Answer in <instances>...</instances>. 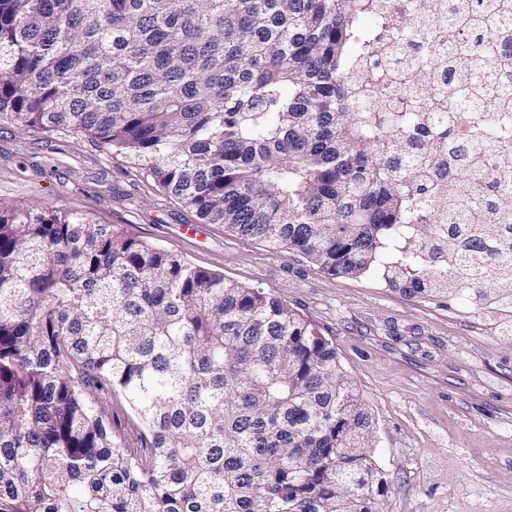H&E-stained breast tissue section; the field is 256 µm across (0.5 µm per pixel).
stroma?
Returning <instances> with one entry per match:
<instances>
[{
  "mask_svg": "<svg viewBox=\"0 0 512 512\" xmlns=\"http://www.w3.org/2000/svg\"><path fill=\"white\" fill-rule=\"evenodd\" d=\"M0 199L90 214L301 312L332 340L374 414L386 512H512V335L498 331L512 304L406 294L387 279L392 248L361 276L328 275L300 253L200 223L86 134L0 122Z\"/></svg>",
  "mask_w": 512,
  "mask_h": 512,
  "instance_id": "35a3bbf8",
  "label": "stroma"
}]
</instances>
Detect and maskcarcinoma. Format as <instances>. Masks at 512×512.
<instances>
[{"label": "carcinoma", "mask_w": 512, "mask_h": 512, "mask_svg": "<svg viewBox=\"0 0 512 512\" xmlns=\"http://www.w3.org/2000/svg\"><path fill=\"white\" fill-rule=\"evenodd\" d=\"M376 0H0V120L84 132L204 224L404 291L512 278L484 168L377 111ZM407 80L436 96L423 71ZM124 399L135 448L100 400ZM374 416L333 342L273 292L90 215L0 201V512H384Z\"/></svg>", "instance_id": "carcinoma-1"}]
</instances>
